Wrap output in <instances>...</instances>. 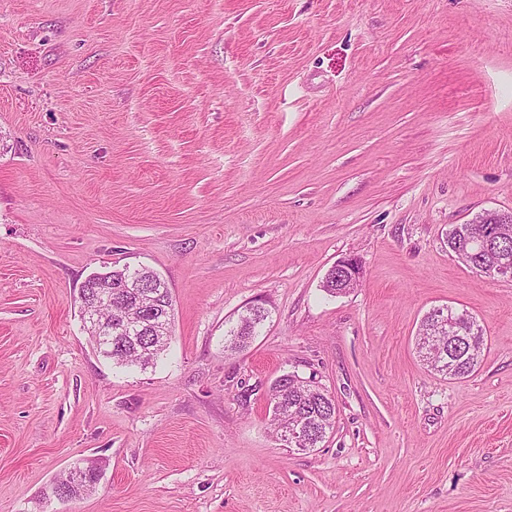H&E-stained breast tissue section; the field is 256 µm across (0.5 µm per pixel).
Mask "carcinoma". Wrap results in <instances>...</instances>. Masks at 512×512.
Here are the masks:
<instances>
[{"label": "carcinoma", "mask_w": 512, "mask_h": 512, "mask_svg": "<svg viewBox=\"0 0 512 512\" xmlns=\"http://www.w3.org/2000/svg\"><path fill=\"white\" fill-rule=\"evenodd\" d=\"M471 224H453L448 229V251L463 258L469 264L488 265L506 260L512 265V238L502 239L481 257H470L466 252V236ZM112 311L101 317L112 320V364L120 367L147 369L155 365L166 350L172 335L171 312L173 300L166 281L157 272L139 267L111 270ZM140 279L144 287L132 284ZM127 318L141 321L140 333H123L118 326ZM268 318L263 306L245 307L236 323L225 331L224 349L239 353L257 336ZM431 322L421 320L416 335V350L427 368L442 376L463 379L472 375L481 362L484 349V333L475 317L465 310L448 307V323L444 334H428ZM270 426L288 434L290 427L308 430L307 448H317L332 433L336 423V405L332 397L317 382L293 373L276 380L271 388Z\"/></svg>", "instance_id": "carcinoma-1"}]
</instances>
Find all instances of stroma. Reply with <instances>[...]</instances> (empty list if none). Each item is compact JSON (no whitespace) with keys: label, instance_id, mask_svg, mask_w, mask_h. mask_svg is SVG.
Masks as SVG:
<instances>
[{"label":"stroma","instance_id":"stroma-1","mask_svg":"<svg viewBox=\"0 0 512 512\" xmlns=\"http://www.w3.org/2000/svg\"><path fill=\"white\" fill-rule=\"evenodd\" d=\"M511 210L512 0H0V512H512V281L447 240ZM125 265L174 300L144 371L77 302ZM446 305L462 380L415 350ZM288 372L336 404L311 452L267 425ZM336 269V279L340 280L342 285L348 283L349 286L346 288H352L356 283L360 281L362 277V264L358 257L348 256L337 261L329 270ZM336 279L323 280L322 288L330 295H336V290L342 288H336ZM436 312V327L443 336H430L429 318L423 317L416 335V350L420 360L436 374L463 379L472 375L481 362L485 345L483 329L467 311L452 307ZM268 313L264 306H246L238 315L236 323L224 333V337H227L224 339L225 351H230L232 354L246 349L251 340L257 336L259 328L268 318ZM68 472L70 474V482L68 485L64 487L58 486V489L51 495V497L58 501L65 502L73 499V491L77 489V485L91 482L98 483L101 476L100 468L94 463H89L83 468L69 470Z\"/></svg>","mask_w":512,"mask_h":512}]
</instances>
